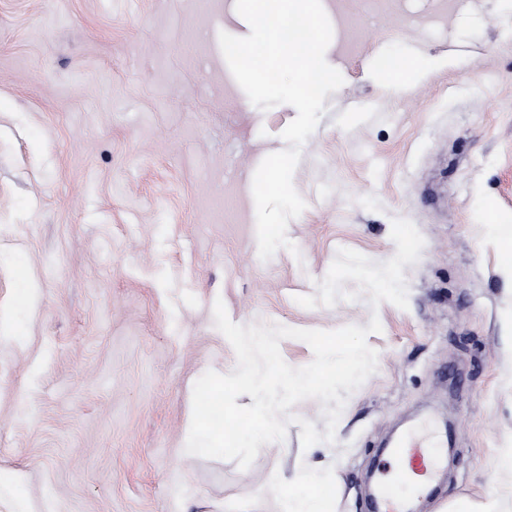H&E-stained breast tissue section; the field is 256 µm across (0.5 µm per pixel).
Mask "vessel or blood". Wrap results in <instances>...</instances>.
Returning a JSON list of instances; mask_svg holds the SVG:
<instances>
[{
  "label": "vessel or blood",
  "mask_w": 512,
  "mask_h": 512,
  "mask_svg": "<svg viewBox=\"0 0 512 512\" xmlns=\"http://www.w3.org/2000/svg\"><path fill=\"white\" fill-rule=\"evenodd\" d=\"M393 460V474L379 484L375 496L376 506L381 512H401L400 490L424 487L426 481L433 476L436 451L421 438L411 437L395 448Z\"/></svg>",
  "instance_id": "obj_1"
}]
</instances>
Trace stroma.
Returning a JSON list of instances; mask_svg holds the SVG:
<instances>
[{
  "label": "stroma",
  "mask_w": 512,
  "mask_h": 512,
  "mask_svg": "<svg viewBox=\"0 0 512 512\" xmlns=\"http://www.w3.org/2000/svg\"><path fill=\"white\" fill-rule=\"evenodd\" d=\"M325 7L345 83L294 172L295 248L264 261L252 180L297 112L229 80L218 34L250 32L235 0H0V469L25 512H287L277 487L304 470L329 512H373L385 444L425 416L457 460L416 512H512V27L499 0ZM405 57L418 76L391 81ZM396 217L425 241L407 309L297 304L339 249L389 260ZM219 298L244 326L379 318L335 443L302 448L292 424L245 470L186 453L195 381L237 364Z\"/></svg>",
  "instance_id": "stroma-1"
}]
</instances>
